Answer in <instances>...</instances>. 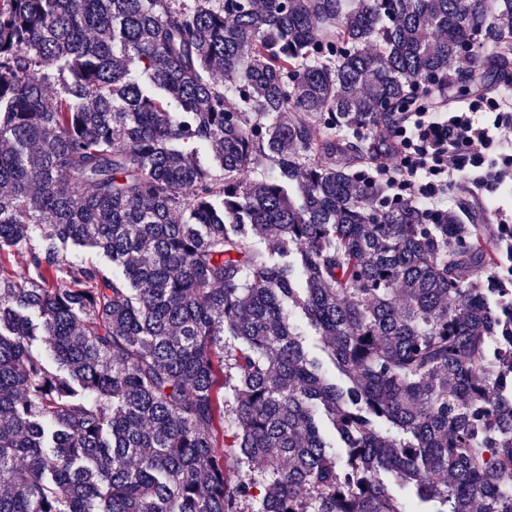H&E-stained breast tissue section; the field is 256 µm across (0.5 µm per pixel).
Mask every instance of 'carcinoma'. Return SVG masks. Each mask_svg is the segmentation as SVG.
Instances as JSON below:
<instances>
[{
	"label": "carcinoma",
	"instance_id": "cac0c4a2",
	"mask_svg": "<svg viewBox=\"0 0 512 512\" xmlns=\"http://www.w3.org/2000/svg\"><path fill=\"white\" fill-rule=\"evenodd\" d=\"M493 13L0 0V512H512L508 262L357 181L512 79Z\"/></svg>",
	"mask_w": 512,
	"mask_h": 512
}]
</instances>
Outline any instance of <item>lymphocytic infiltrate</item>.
Here are the masks:
<instances>
[{
    "label": "lymphocytic infiltrate",
    "instance_id": "obj_1",
    "mask_svg": "<svg viewBox=\"0 0 512 512\" xmlns=\"http://www.w3.org/2000/svg\"><path fill=\"white\" fill-rule=\"evenodd\" d=\"M512 96L402 113L391 136L393 165L375 166L367 180L383 185L390 200L410 201L430 216L452 208L449 190L466 184L494 192L512 185Z\"/></svg>",
    "mask_w": 512,
    "mask_h": 512
}]
</instances>
